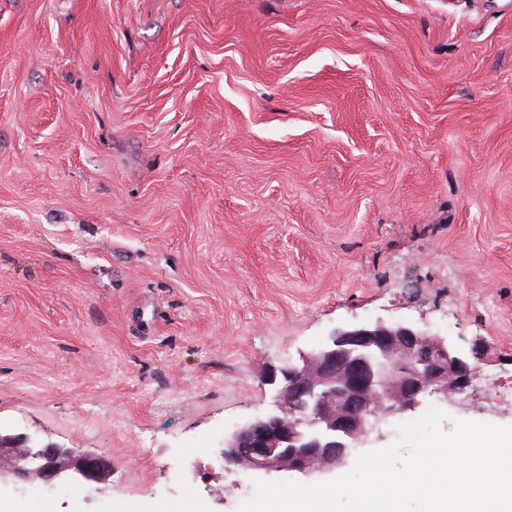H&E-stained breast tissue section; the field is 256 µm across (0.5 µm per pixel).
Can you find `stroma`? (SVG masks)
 <instances>
[{
  "instance_id": "stroma-1",
  "label": "stroma",
  "mask_w": 512,
  "mask_h": 512,
  "mask_svg": "<svg viewBox=\"0 0 512 512\" xmlns=\"http://www.w3.org/2000/svg\"><path fill=\"white\" fill-rule=\"evenodd\" d=\"M378 318L512 385V0H0V430L112 461L45 512H242L225 433Z\"/></svg>"
}]
</instances>
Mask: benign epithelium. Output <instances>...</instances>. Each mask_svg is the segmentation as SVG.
I'll list each match as a JSON object with an SVG mask.
<instances>
[{
    "label": "benign epithelium",
    "mask_w": 512,
    "mask_h": 512,
    "mask_svg": "<svg viewBox=\"0 0 512 512\" xmlns=\"http://www.w3.org/2000/svg\"><path fill=\"white\" fill-rule=\"evenodd\" d=\"M490 345L464 349L452 339L403 322L377 319L331 330L322 347L271 373L272 407L224 435V468L253 475L286 472L310 481L347 464L350 451L384 438L381 424L415 412L430 395L450 409L465 408ZM0 486L83 480L102 484L112 462L73 448L30 443L0 432Z\"/></svg>",
    "instance_id": "7a95c632"
}]
</instances>
